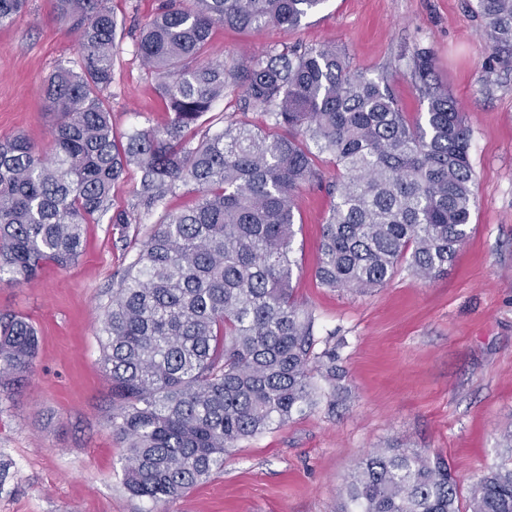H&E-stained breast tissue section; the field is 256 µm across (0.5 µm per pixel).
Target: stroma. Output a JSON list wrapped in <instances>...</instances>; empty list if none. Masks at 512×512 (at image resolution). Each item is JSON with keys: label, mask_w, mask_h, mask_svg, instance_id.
<instances>
[{"label": "stroma", "mask_w": 512, "mask_h": 512, "mask_svg": "<svg viewBox=\"0 0 512 512\" xmlns=\"http://www.w3.org/2000/svg\"><path fill=\"white\" fill-rule=\"evenodd\" d=\"M160 2L109 0L126 28L115 42L110 88L119 135L168 121L133 35ZM473 7L474 0H327L292 31L212 29V60L283 42L336 46L352 69L387 77L412 123L425 110L413 57L431 51L437 79L472 130L470 236L433 280L402 267L365 295L326 288L314 269L332 198L321 187L302 189L294 293L315 313V354L336 356V381L314 379L336 400L240 443L207 482L155 505L122 485L124 448L109 425L115 402L93 313L163 212L192 208L197 195L179 187L163 211L143 214L135 208L139 172L128 168L112 189V209L130 213L131 224L105 216L88 224L78 261L46 267L34 285L0 279V311L27 317L39 337L32 374L0 396V512H337L347 475L388 446L447 460L468 502L512 428V67L493 60ZM76 58V36L55 0H28L20 18L0 27V139L21 134L51 154L43 85L58 62Z\"/></svg>", "instance_id": "35a3bbf8"}]
</instances>
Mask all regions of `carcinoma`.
Listing matches in <instances>:
<instances>
[{"mask_svg": "<svg viewBox=\"0 0 512 512\" xmlns=\"http://www.w3.org/2000/svg\"><path fill=\"white\" fill-rule=\"evenodd\" d=\"M55 2L79 57L44 87L53 155L21 135L0 140V275L28 285L48 264L77 261L84 225L109 212L131 165L147 214L181 185L198 193L154 225L97 311L124 488L166 503L222 470L228 449L314 409L313 372L336 380V357L315 360V317L294 297L297 192L323 185L333 198L314 271L322 286L367 293L403 264L434 279L470 235L472 133L428 51L413 58L427 108L412 124L384 79L353 71L332 46L205 59L216 25L294 30L326 0H162L136 46L170 120L119 139L107 95L118 21L107 0ZM475 2L493 58L511 65L512 0ZM25 6L0 0V26ZM238 90V110L265 127L237 120L200 133ZM37 350L29 319L0 311V394L32 372ZM340 512H512V456L482 472L464 511L447 462L379 448L349 474Z\"/></svg>", "mask_w": 512, "mask_h": 512, "instance_id": "1", "label": "carcinoma"}]
</instances>
